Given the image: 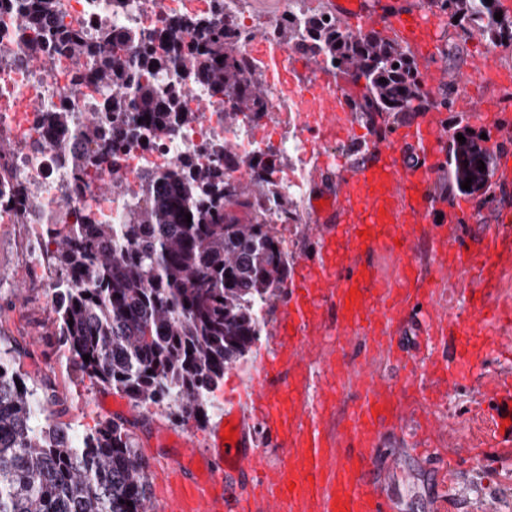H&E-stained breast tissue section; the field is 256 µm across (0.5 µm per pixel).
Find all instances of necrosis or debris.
Instances as JSON below:
<instances>
[{"label":"necrosis or debris","mask_w":512,"mask_h":512,"mask_svg":"<svg viewBox=\"0 0 512 512\" xmlns=\"http://www.w3.org/2000/svg\"><path fill=\"white\" fill-rule=\"evenodd\" d=\"M214 6V0H134L131 10L119 12L112 0H57L46 25L77 31L85 42L93 44L103 31L116 27L130 26L146 36L172 31L178 23L209 18ZM224 24L238 37L241 59L249 69L259 70L255 32L263 30L266 39L277 40L278 19L257 15L246 0H224ZM33 37L21 13L0 10V136L20 143L19 152L10 158L8 166L19 179L39 189L36 200L1 205V224L37 223L40 213L55 208L64 197L69 200L64 210L67 223H81L91 212L104 221L118 223L124 199L103 192L104 183L118 176L134 190L150 170L186 159L212 164L215 150L226 144L232 145L235 161L225 165V181L236 182L257 150L285 153L292 165L276 176L277 189L301 198L307 196L303 173L319 160L320 154L311 145L310 130L301 122L292 95L268 87L262 116L233 126L224 122V98L211 95L191 77L174 73L158 75L162 94L183 110L198 112V119L159 134L146 147L125 142L118 152L100 151L98 165L90 171L83 189L69 192L70 175L59 165L56 151L32 147L40 137L39 114L65 108L82 121L101 112L105 93L92 79L76 80V62L67 56L50 53L40 61H28L27 47ZM19 97L28 98L33 110L9 109V102Z\"/></svg>","instance_id":"4bbe7bcc"}]
</instances>
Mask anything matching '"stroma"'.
I'll use <instances>...</instances> for the list:
<instances>
[{
  "label": "stroma",
  "instance_id": "obj_1",
  "mask_svg": "<svg viewBox=\"0 0 512 512\" xmlns=\"http://www.w3.org/2000/svg\"><path fill=\"white\" fill-rule=\"evenodd\" d=\"M437 38L444 45L437 62L442 72L439 94L450 92L451 78L470 70L489 39L464 34L443 20ZM479 224L512 226V188L472 197ZM292 208L300 218L278 224L274 232L288 256L289 269L312 257L318 240L309 202L296 198ZM38 227L0 223V338L13 348V367L42 391L54 393L58 421L84 432L98 420L118 421L132 434L139 454L149 464V498L153 512H163L158 488L172 461L185 447L207 450L210 425L174 419L167 413L134 405L122 393L104 389L82 376L55 334L50 304L52 285L41 263ZM272 328H265L248 362L226 371L223 384L212 394L213 423L225 415L247 412L239 390L257 363L273 353ZM512 375V359L485 347L473 377L465 386L447 392L432 413L440 429L427 435L416 419L423 406L418 386H411L402 403L405 419L386 431L375 478L392 499L394 512H512V447H504L486 419L482 391L487 374Z\"/></svg>",
  "mask_w": 512,
  "mask_h": 512
}]
</instances>
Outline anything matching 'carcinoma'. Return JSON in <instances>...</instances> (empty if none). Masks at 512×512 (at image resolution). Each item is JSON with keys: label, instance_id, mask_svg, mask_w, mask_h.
Wrapping results in <instances>:
<instances>
[{"label": "carcinoma", "instance_id": "obj_1", "mask_svg": "<svg viewBox=\"0 0 512 512\" xmlns=\"http://www.w3.org/2000/svg\"><path fill=\"white\" fill-rule=\"evenodd\" d=\"M439 2L463 30L512 40V20L495 19L500 0ZM19 5L28 25L41 28L56 2ZM223 7L218 0L212 18L186 24L197 39L161 36L157 44L144 43L137 62L123 52L143 43L132 28L108 31L91 48L72 31L31 45V61L47 51L78 62L90 58L88 76L109 89L97 117L80 122L64 109L43 113L39 146L50 149L66 139L84 144L61 155L78 174L94 161L92 146L115 148L127 138L150 142L193 123L197 113L159 98L152 77H143L150 70L187 72L212 95L235 97L241 108L224 112L226 123L241 114L261 116L259 80L245 73L224 27ZM305 26L306 41L299 42L294 20L284 19L279 37L365 79V111L409 112L425 102L417 64L398 44L375 31L352 34L316 15ZM462 136L465 143L451 145L454 181L459 186L472 179L468 194L474 195L488 186L491 157L481 136L466 129ZM250 169L252 189L245 190L224 181L220 163L199 167L183 160L145 177L118 224L89 215L84 224H64L56 216L42 225V235L55 245L43 248L41 260L53 285L57 334L82 375L136 404L173 407L178 417L199 425L210 420L209 394L226 370L247 360L286 281L287 254L263 213L271 203L290 216V200L273 191L274 164L258 159ZM2 196L30 199L34 190L5 165ZM234 207L250 210L251 222L239 223ZM12 361L13 349L0 344V512H150L148 464L130 434L111 419L74 434L53 419L56 400L14 371Z\"/></svg>", "mask_w": 512, "mask_h": 512}]
</instances>
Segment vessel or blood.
<instances>
[{
  "label": "vessel or blood",
  "instance_id": "obj_1",
  "mask_svg": "<svg viewBox=\"0 0 512 512\" xmlns=\"http://www.w3.org/2000/svg\"><path fill=\"white\" fill-rule=\"evenodd\" d=\"M332 6L351 33L378 29L411 47L428 27L423 12L403 10L392 0H333ZM255 44L266 73L280 75L291 46L261 36ZM437 56L436 44H429L422 76L427 111L386 135L368 129L359 133L361 158L353 165L330 151L356 126L353 99L316 60H305L300 72L289 75L325 165L313 175L319 249L297 266L288 304L274 327L276 355L253 373L248 388L263 432L281 448L283 459L267 469L243 437L231 444L216 439L202 470L179 461L172 465L171 512H385L374 470L384 432L404 420L401 388L396 381L363 373L354 408L332 426L335 381L349 368L348 344L361 337L369 351L400 359L396 336L413 312H421L428 336L457 342L453 365L436 370L439 394L464 385L472 374L475 333L501 335L491 301L502 267L512 263V236L489 228L470 241L458 240V225L471 214L468 202L447 201L432 189L448 143L447 130L437 120ZM423 245L439 256L441 279L452 282L466 274L474 280L467 311L447 317L431 284L417 271L415 256ZM326 312L337 345L323 359L328 381L311 404L306 366ZM485 397L497 435L512 441V384L491 378ZM245 475L253 478L250 495L230 496L228 483Z\"/></svg>",
  "mask_w": 512,
  "mask_h": 512
}]
</instances>
